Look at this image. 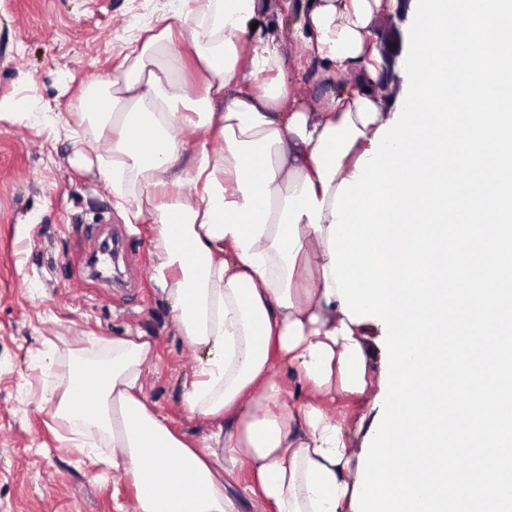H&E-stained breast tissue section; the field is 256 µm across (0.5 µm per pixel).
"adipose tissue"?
Returning <instances> with one entry per match:
<instances>
[{
	"label": "adipose tissue",
	"mask_w": 512,
	"mask_h": 512,
	"mask_svg": "<svg viewBox=\"0 0 512 512\" xmlns=\"http://www.w3.org/2000/svg\"><path fill=\"white\" fill-rule=\"evenodd\" d=\"M394 0H302L297 32L324 76L306 109L276 44L252 38L260 0H179L145 31L128 66L91 80L96 118L80 157L112 189L124 223L152 219V279L181 333L205 351L183 393L210 434L190 441L145 402L143 337L117 339L72 369L55 415L103 436L135 488L136 512H239L229 479L274 512H344L355 482L328 402L371 384L370 321L349 320L330 276L334 196L391 120L372 22ZM355 84L336 90L344 74ZM202 87L189 93L190 81ZM203 140L186 153L184 131ZM112 143L111 154L99 149ZM222 150L208 147L210 140ZM315 391L281 401L280 367Z\"/></svg>",
	"instance_id": "adipose-tissue-1"
}]
</instances>
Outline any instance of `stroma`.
Returning a JSON list of instances; mask_svg holds the SVG:
<instances>
[{
    "label": "stroma",
    "instance_id": "stroma-1",
    "mask_svg": "<svg viewBox=\"0 0 512 512\" xmlns=\"http://www.w3.org/2000/svg\"><path fill=\"white\" fill-rule=\"evenodd\" d=\"M287 0H262L256 32L275 40L298 91L317 111L319 66L295 35ZM178 0H0V512H132L135 489L122 468L89 458L54 415L69 364L91 365L112 340L142 335L153 358L142 395L171 428L197 439L208 424L182 404L204 355L181 334L152 279L153 224L123 223L112 190L83 168L70 141L91 121L80 100L92 76L115 72L140 29ZM415 0L373 22L391 61L385 88L398 106ZM60 118L68 130H55ZM121 232L119 276L128 289L91 277L87 258L105 235ZM86 336L78 348L75 336ZM366 398L343 396L333 408L352 448L368 447L376 425Z\"/></svg>",
    "mask_w": 512,
    "mask_h": 512
}]
</instances>
